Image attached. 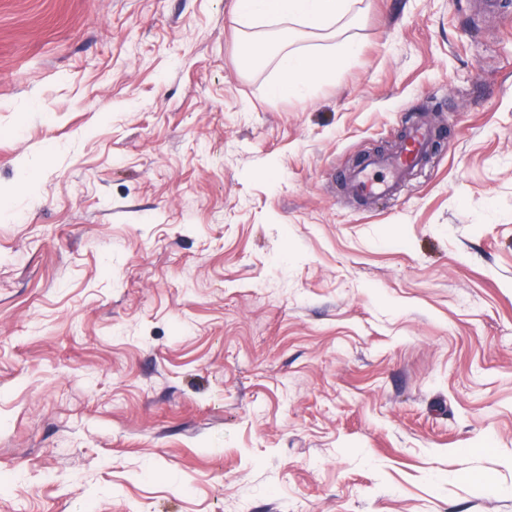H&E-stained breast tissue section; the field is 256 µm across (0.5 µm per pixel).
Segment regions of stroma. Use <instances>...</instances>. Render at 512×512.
Here are the masks:
<instances>
[{"label":"stroma","instance_id":"obj_1","mask_svg":"<svg viewBox=\"0 0 512 512\" xmlns=\"http://www.w3.org/2000/svg\"><path fill=\"white\" fill-rule=\"evenodd\" d=\"M360 8L276 96L235 0H0V512H512V0ZM355 48L354 42L344 39L337 42L332 51L310 54L294 48L290 40L279 41L275 50L279 78L274 92L291 94L310 90L317 83L332 77L339 58L352 55ZM435 138L434 130L422 122L407 125L404 149L365 158L360 166L344 175L349 189L369 199L393 195L406 173L430 152Z\"/></svg>","mask_w":512,"mask_h":512}]
</instances>
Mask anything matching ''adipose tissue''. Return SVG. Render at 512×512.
<instances>
[{"instance_id":"ef3b65f1","label":"adipose tissue","mask_w":512,"mask_h":512,"mask_svg":"<svg viewBox=\"0 0 512 512\" xmlns=\"http://www.w3.org/2000/svg\"><path fill=\"white\" fill-rule=\"evenodd\" d=\"M358 0H236V10L245 25L263 22L293 23L316 31L326 38H336L332 50L305 53L294 48L291 41H279L275 57L279 78L275 93L291 94L310 90L329 79L336 71L339 58L352 55L355 44L340 39L339 34L356 20Z\"/></svg>"}]
</instances>
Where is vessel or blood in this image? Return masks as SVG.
<instances>
[{
    "label": "vessel or blood",
    "mask_w": 512,
    "mask_h": 512,
    "mask_svg": "<svg viewBox=\"0 0 512 512\" xmlns=\"http://www.w3.org/2000/svg\"><path fill=\"white\" fill-rule=\"evenodd\" d=\"M436 134L428 125L406 126L402 151L367 157L344 176L349 189L369 199L393 195L406 173L418 166L430 152Z\"/></svg>",
    "instance_id": "1"
}]
</instances>
